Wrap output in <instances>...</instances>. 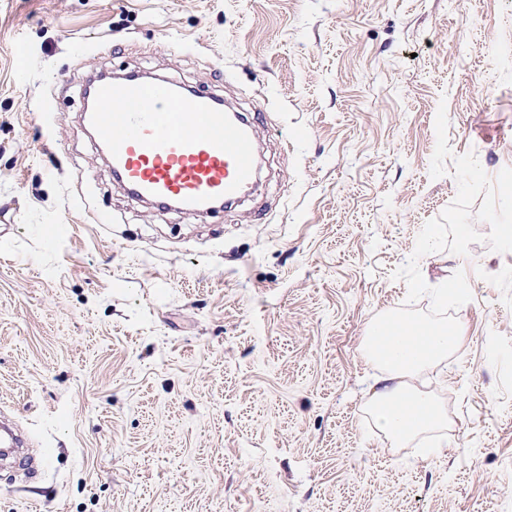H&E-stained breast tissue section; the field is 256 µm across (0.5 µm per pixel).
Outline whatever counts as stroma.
<instances>
[{
	"instance_id": "35a3bbf8",
	"label": "stroma",
	"mask_w": 512,
	"mask_h": 512,
	"mask_svg": "<svg viewBox=\"0 0 512 512\" xmlns=\"http://www.w3.org/2000/svg\"><path fill=\"white\" fill-rule=\"evenodd\" d=\"M128 71L247 113L256 190L128 197L81 121ZM388 314L464 330L404 447ZM1 411L0 512H512V0H0Z\"/></svg>"
}]
</instances>
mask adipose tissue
<instances>
[{
    "instance_id": "1",
    "label": "adipose tissue",
    "mask_w": 512,
    "mask_h": 512,
    "mask_svg": "<svg viewBox=\"0 0 512 512\" xmlns=\"http://www.w3.org/2000/svg\"><path fill=\"white\" fill-rule=\"evenodd\" d=\"M461 341V329L451 325L408 328L383 318L369 328L363 346L376 370L369 406L376 424L394 443L405 445L447 425L448 417L433 396L411 390L404 379L447 360Z\"/></svg>"
}]
</instances>
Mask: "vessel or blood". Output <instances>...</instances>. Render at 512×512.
<instances>
[{"mask_svg": "<svg viewBox=\"0 0 512 512\" xmlns=\"http://www.w3.org/2000/svg\"><path fill=\"white\" fill-rule=\"evenodd\" d=\"M84 119L112 162L114 180L132 197L161 208L219 213L254 186L258 168L251 123L222 97L141 75L96 81ZM22 436L0 428V446L21 454Z\"/></svg>", "mask_w": 512, "mask_h": 512, "instance_id": "b4317fda", "label": "vessel or blood"}]
</instances>
